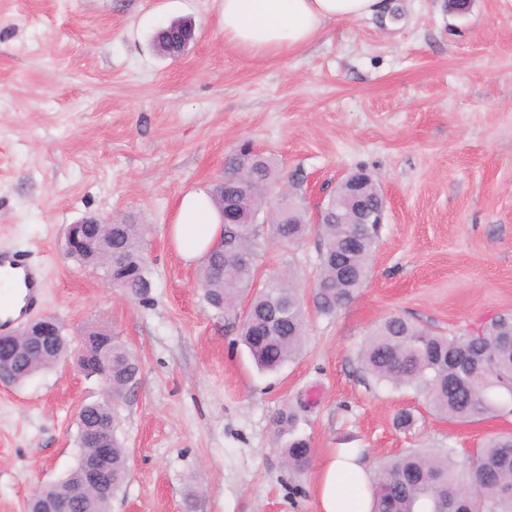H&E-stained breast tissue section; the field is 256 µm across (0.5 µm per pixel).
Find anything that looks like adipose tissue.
Returning a JSON list of instances; mask_svg holds the SVG:
<instances>
[{"label": "adipose tissue", "mask_w": 512, "mask_h": 512, "mask_svg": "<svg viewBox=\"0 0 512 512\" xmlns=\"http://www.w3.org/2000/svg\"><path fill=\"white\" fill-rule=\"evenodd\" d=\"M384 9V0H222L224 43L247 58L297 53L320 38L329 24L371 18ZM223 233L205 189L194 188L180 197L169 235L185 261L204 256ZM346 477L355 480L359 491L357 512H370L369 472L349 451L322 460L314 482L319 512H343L341 482Z\"/></svg>", "instance_id": "adipose-tissue-1"}]
</instances>
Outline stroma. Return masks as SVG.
Masks as SVG:
<instances>
[{"label": "stroma", "instance_id": "stroma-1", "mask_svg": "<svg viewBox=\"0 0 512 512\" xmlns=\"http://www.w3.org/2000/svg\"><path fill=\"white\" fill-rule=\"evenodd\" d=\"M389 4L299 54L248 59L224 44L221 0H0V250L44 265L36 316L71 337L105 328L138 358L113 405L130 473L110 512H318L312 482L333 449L373 468L450 447L464 472L478 441L512 430L507 408L438 419L423 393L363 381L355 357L388 316L451 336L512 311V0ZM176 19L195 37L161 56L154 33ZM243 141L277 159L307 216L359 168L387 199L356 300L311 317L301 355L269 374L168 233L180 195L211 188ZM91 214L146 225L149 300L66 257L68 224ZM321 249L314 233L267 240L258 270L292 265L307 291ZM105 399L71 361L0 386V512H25L75 466L77 412ZM289 406L314 448L301 472L272 442ZM403 409L412 431L393 423Z\"/></svg>", "mask_w": 512, "mask_h": 512}]
</instances>
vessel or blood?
I'll return each instance as SVG.
<instances>
[{
    "mask_svg": "<svg viewBox=\"0 0 512 512\" xmlns=\"http://www.w3.org/2000/svg\"><path fill=\"white\" fill-rule=\"evenodd\" d=\"M0 332L13 330L37 306L42 296L44 279L40 266L26 258L0 252Z\"/></svg>",
    "mask_w": 512,
    "mask_h": 512,
    "instance_id": "vessel-or-blood-1",
    "label": "vessel or blood"
}]
</instances>
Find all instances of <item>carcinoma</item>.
Instances as JSON below:
<instances>
[{"instance_id": "cac0c4a2", "label": "carcinoma", "mask_w": 512, "mask_h": 512, "mask_svg": "<svg viewBox=\"0 0 512 512\" xmlns=\"http://www.w3.org/2000/svg\"><path fill=\"white\" fill-rule=\"evenodd\" d=\"M281 175L274 157L261 153L243 158L230 153L224 172L210 192L217 209L229 207L225 192L233 186L239 214L248 218L274 204ZM323 223L311 224L304 208L290 201L285 214L273 209L269 234L284 246L299 243L316 232L322 240L319 273L307 304L291 267L257 284V258L261 224L224 225V246L204 256L198 275L203 298L226 317L246 309L241 340L256 365L276 371L300 353L309 311L331 316L349 306L370 274L376 247V229L348 223L346 195L339 192ZM359 232L367 240L361 250L349 248V237ZM142 224L112 225V252L123 259L124 271L113 274V287L131 299L148 297L151 282L143 255ZM57 350L35 349L20 340L15 344L12 384L20 385L66 357L71 340L60 334ZM356 358L364 377L393 388L418 387L425 391L430 408L450 423H467L501 409L502 397L512 398V313H501L477 331L445 336L399 316L382 319L362 341ZM135 356L112 340V396L120 397L135 381ZM295 411L277 413L274 430L288 436L284 449L288 468L303 471L311 463L310 438L296 432ZM452 449L408 451L385 462L371 484L370 512H512V432L491 436L473 450L470 472L455 471ZM112 493L129 475V453L112 437ZM81 480L78 469L70 476L41 489L27 503V512H42V505L66 498Z\"/></svg>"}]
</instances>
